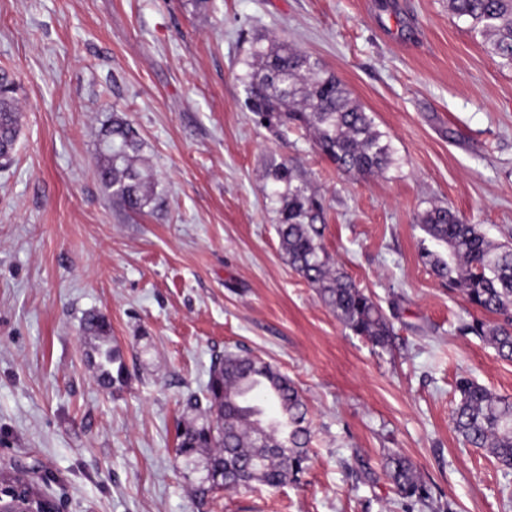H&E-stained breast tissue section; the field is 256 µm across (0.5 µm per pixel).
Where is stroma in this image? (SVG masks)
Segmentation results:
<instances>
[{
  "instance_id": "stroma-1",
  "label": "stroma",
  "mask_w": 512,
  "mask_h": 512,
  "mask_svg": "<svg viewBox=\"0 0 512 512\" xmlns=\"http://www.w3.org/2000/svg\"><path fill=\"white\" fill-rule=\"evenodd\" d=\"M253 35L333 72L394 165L343 172L306 128L260 125L240 80ZM1 66L21 81L22 121L0 167V468L63 512H403L382 467L397 452L431 489L415 512H512V469L463 446L450 420L459 377L512 396V362L460 333L476 309L421 259L448 254L419 222L435 204L512 238V67L448 0H0ZM116 117L156 175L141 215L97 175ZM282 158L325 200L335 266L392 314L388 349L288 266L262 179ZM89 310L126 360L120 391L96 379ZM224 353L295 383L313 452L300 483L201 507L177 433Z\"/></svg>"
}]
</instances>
